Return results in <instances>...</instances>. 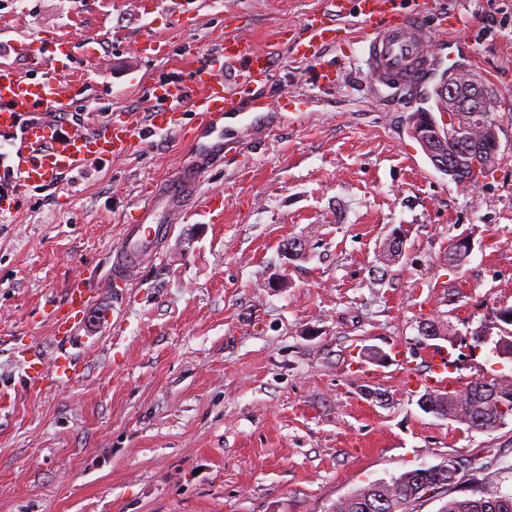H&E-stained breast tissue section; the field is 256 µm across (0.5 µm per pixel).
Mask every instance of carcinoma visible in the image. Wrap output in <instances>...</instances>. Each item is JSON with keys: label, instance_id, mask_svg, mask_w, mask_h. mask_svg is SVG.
I'll return each instance as SVG.
<instances>
[{"label": "carcinoma", "instance_id": "1", "mask_svg": "<svg viewBox=\"0 0 512 512\" xmlns=\"http://www.w3.org/2000/svg\"><path fill=\"white\" fill-rule=\"evenodd\" d=\"M495 104V96L487 91L470 100L462 110L449 113V127L455 137L445 134L444 141L431 142L424 149L428 156H447L445 174L458 184L478 183L479 178L497 164L499 140L491 119ZM469 256L466 247L453 241L448 245L445 260L448 265L460 268L468 262ZM503 324L512 325V306L497 309L494 320L469 332L470 352L484 345L483 337L491 336L492 330L501 329ZM422 328L431 336L447 340L453 347L458 343L459 332L449 321L429 320ZM421 398L433 403L435 410L431 414L436 417L463 424L470 431H494L512 418V375H482L446 395L425 391ZM459 470L457 462L453 473L447 476L423 475L421 469H414L381 485L372 483L355 490L350 498L338 499L332 512H412V506L429 490L445 497L438 512H512V492L502 491V471L494 468L493 462L478 468L473 482L479 489L470 494L463 487Z\"/></svg>", "mask_w": 512, "mask_h": 512}]
</instances>
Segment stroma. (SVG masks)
<instances>
[{
    "instance_id": "stroma-1",
    "label": "stroma",
    "mask_w": 512,
    "mask_h": 512,
    "mask_svg": "<svg viewBox=\"0 0 512 512\" xmlns=\"http://www.w3.org/2000/svg\"><path fill=\"white\" fill-rule=\"evenodd\" d=\"M323 5L193 0L178 23L164 0H0V27L65 39L44 63L15 58L31 78L86 70L90 110L39 114L59 135L146 117L161 105L148 88L187 81L184 58L205 62L228 34L269 47ZM447 14L460 19L453 41L434 45L429 79L401 95L370 89L352 37L312 59L281 51L256 87L273 111L225 113L220 135L172 113L170 132L28 191L0 221V512H331L451 457L464 476L496 455L512 465V422L467 430L423 412L413 385L429 351L449 347L422 322L463 333L512 306V0H439L430 25ZM162 31L161 52L139 54L140 38ZM328 62L338 78L322 88L314 74ZM451 69L497 96L499 163L467 188L408 130L411 113L436 112L433 88ZM199 166L195 202L170 218L167 179ZM151 184L152 220L171 226L163 257L115 283L114 249ZM398 230L402 254L383 266ZM461 238L469 259L448 266ZM291 239L305 241L304 259L288 261ZM88 267L98 291L69 348L81 374L32 393L29 365L54 358L52 310Z\"/></svg>"
}]
</instances>
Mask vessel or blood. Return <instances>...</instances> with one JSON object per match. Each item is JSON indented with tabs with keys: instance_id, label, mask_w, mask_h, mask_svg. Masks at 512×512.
<instances>
[{
	"instance_id": "b4317fda",
	"label": "vessel or blood",
	"mask_w": 512,
	"mask_h": 512,
	"mask_svg": "<svg viewBox=\"0 0 512 512\" xmlns=\"http://www.w3.org/2000/svg\"><path fill=\"white\" fill-rule=\"evenodd\" d=\"M436 9L434 0H325V7L308 19L302 33L286 48L290 54H304L335 44L341 33L354 28L362 45L360 70L376 91L397 94L425 81L432 69L430 46L454 30L456 17H446L439 27L428 26ZM271 51L255 48L253 42L236 36L225 39L211 53L206 65L188 63L190 80L166 86L160 93L164 109L151 113L148 122L127 115L95 130L71 129L64 137L49 138L47 127L32 121L39 110L67 113L89 105L84 94L87 83L81 71L64 78L31 81L14 65L0 63V132L21 129L20 145H9L0 153V175L8 174L15 198L32 189L57 185L66 173L82 172L103 161L125 157L142 145L146 132L168 131L170 112H194L198 126L216 128L224 112L234 109L250 90L272 74ZM232 82H225V75ZM169 231L165 224L125 225L115 249V279L122 280L138 270L144 260L159 258L161 244ZM93 285L87 279L74 280L66 290V302L56 316L59 335L53 361L55 386L70 383L66 362L72 326L92 301ZM421 384L435 391L458 386L459 378L450 352L439 350L430 356V368Z\"/></svg>"
}]
</instances>
